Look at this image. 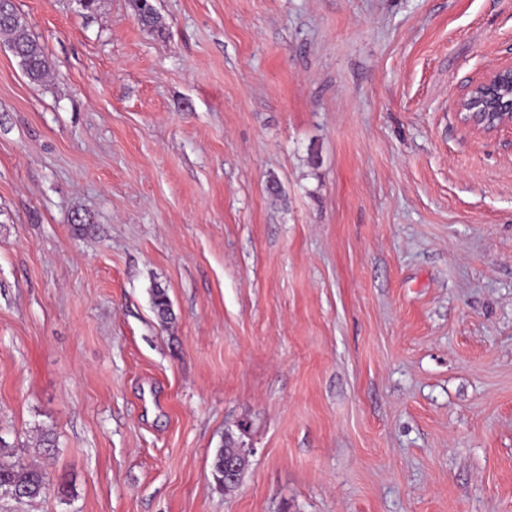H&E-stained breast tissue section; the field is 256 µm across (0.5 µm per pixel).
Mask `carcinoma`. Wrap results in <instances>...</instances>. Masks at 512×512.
Listing matches in <instances>:
<instances>
[{
	"label": "carcinoma",
	"instance_id": "carcinoma-1",
	"mask_svg": "<svg viewBox=\"0 0 512 512\" xmlns=\"http://www.w3.org/2000/svg\"><path fill=\"white\" fill-rule=\"evenodd\" d=\"M135 14L143 28L148 30L158 28L155 9L146 6L143 0H135ZM0 39L19 60L25 75L31 81L44 82L50 72V64L44 49L9 0H0ZM152 303L158 317L163 321L167 320L170 315V300L165 289L153 290ZM13 455V447L0 438V496L17 501L38 498L47 490L46 472L37 466L25 465L18 459L10 460ZM226 458L237 459L241 469L245 466V460L238 457L237 450L230 444L216 453L211 465V475L215 487L221 491H227L233 487L232 483L224 480V459Z\"/></svg>",
	"mask_w": 512,
	"mask_h": 512
}]
</instances>
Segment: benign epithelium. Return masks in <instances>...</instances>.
I'll list each match as a JSON object with an SVG mask.
<instances>
[{
    "mask_svg": "<svg viewBox=\"0 0 512 512\" xmlns=\"http://www.w3.org/2000/svg\"><path fill=\"white\" fill-rule=\"evenodd\" d=\"M461 124L474 136L512 129V59L472 82L454 101Z\"/></svg>",
    "mask_w": 512,
    "mask_h": 512,
    "instance_id": "1",
    "label": "benign epithelium"
}]
</instances>
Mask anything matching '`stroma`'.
<instances>
[{
  "mask_svg": "<svg viewBox=\"0 0 512 512\" xmlns=\"http://www.w3.org/2000/svg\"><path fill=\"white\" fill-rule=\"evenodd\" d=\"M152 3L0 42V512H512V0ZM0 39L19 60L25 75L32 82H44L50 72L44 49L8 0H0ZM461 124L475 137L512 129V59L472 82L454 101ZM13 448L15 446H9L0 437V496L17 501L34 500L47 490L46 472L37 466L23 464L18 457L15 461L5 460V455L14 457ZM226 458H237L240 475L245 466V460L238 456L236 448H232V442H229V445L227 444L225 448L220 449L216 453L211 465V475L215 487L221 491H227L235 486L234 483H230L229 481H239L236 464L233 460H224ZM224 479L228 481L224 482Z\"/></svg>",
  "mask_w": 512,
  "mask_h": 512,
  "instance_id": "1",
  "label": "stroma"
}]
</instances>
